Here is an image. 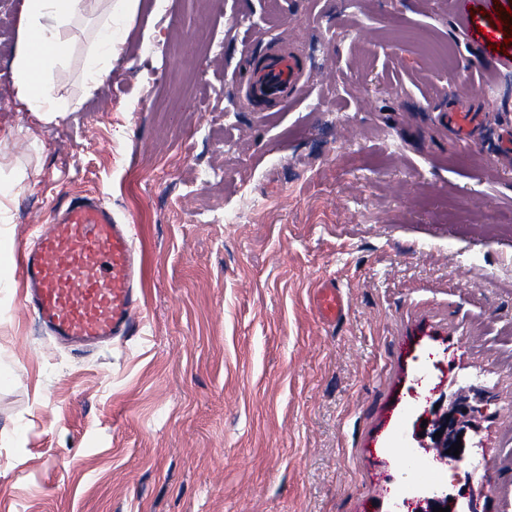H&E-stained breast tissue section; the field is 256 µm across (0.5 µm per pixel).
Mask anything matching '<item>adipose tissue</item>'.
<instances>
[{
  "label": "adipose tissue",
  "instance_id": "adipose-tissue-1",
  "mask_svg": "<svg viewBox=\"0 0 512 512\" xmlns=\"http://www.w3.org/2000/svg\"><path fill=\"white\" fill-rule=\"evenodd\" d=\"M86 9L87 0H25L13 74L16 98L27 111L43 115L63 111L55 84L72 53L71 27ZM119 39L115 17H106L85 56L87 90L111 81L112 53Z\"/></svg>",
  "mask_w": 512,
  "mask_h": 512
}]
</instances>
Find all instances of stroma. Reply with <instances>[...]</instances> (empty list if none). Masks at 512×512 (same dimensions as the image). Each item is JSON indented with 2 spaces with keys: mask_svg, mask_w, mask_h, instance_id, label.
Returning a JSON list of instances; mask_svg holds the SVG:
<instances>
[{
  "mask_svg": "<svg viewBox=\"0 0 512 512\" xmlns=\"http://www.w3.org/2000/svg\"><path fill=\"white\" fill-rule=\"evenodd\" d=\"M23 2L0 0V512H408L415 484L512 512V0H136L89 92L97 4L51 119L12 85ZM274 46L306 88L263 112L241 88ZM450 107L481 114L470 142ZM79 196L146 267L140 335L81 352L10 262ZM464 390L448 466L419 424ZM336 285L335 279L323 281L314 294L313 302L323 320L336 322V317L343 312L344 298Z\"/></svg>",
  "mask_w": 512,
  "mask_h": 512,
  "instance_id": "35a3bbf8",
  "label": "stroma"
}]
</instances>
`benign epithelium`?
I'll return each mask as SVG.
<instances>
[{
  "label": "benign epithelium",
  "instance_id": "1",
  "mask_svg": "<svg viewBox=\"0 0 512 512\" xmlns=\"http://www.w3.org/2000/svg\"><path fill=\"white\" fill-rule=\"evenodd\" d=\"M480 413L477 406L471 404L465 398H459L449 404L439 402L438 410L434 411L428 420L424 435L432 441V447L438 450L440 459L457 462L464 459L465 449H460L459 456L447 453L451 445L457 441L466 442V435L472 428L473 419ZM442 432L436 436V432ZM422 499L420 502L426 505L427 512H433V507H450V512H455L456 502L450 500L448 495H440L435 491L420 490Z\"/></svg>",
  "mask_w": 512,
  "mask_h": 512
}]
</instances>
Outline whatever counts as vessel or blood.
I'll list each match as a JSON object with an SVG mask.
<instances>
[{"label": "vessel or blood", "mask_w": 512, "mask_h": 512, "mask_svg": "<svg viewBox=\"0 0 512 512\" xmlns=\"http://www.w3.org/2000/svg\"><path fill=\"white\" fill-rule=\"evenodd\" d=\"M301 80L297 59L273 49L245 81L244 99L281 107L302 93ZM133 230L100 200L72 198L58 206L54 223L38 225L31 244L16 255L24 307L57 342L81 351L139 334L143 260ZM313 302L329 323L344 309L332 279L319 285Z\"/></svg>", "instance_id": "b4317fda"}]
</instances>
